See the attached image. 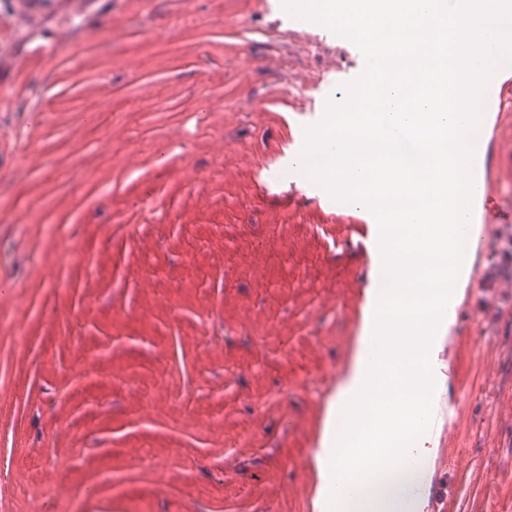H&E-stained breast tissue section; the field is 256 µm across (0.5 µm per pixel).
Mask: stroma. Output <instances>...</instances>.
Returning <instances> with one entry per match:
<instances>
[{
  "mask_svg": "<svg viewBox=\"0 0 512 512\" xmlns=\"http://www.w3.org/2000/svg\"><path fill=\"white\" fill-rule=\"evenodd\" d=\"M296 24L282 0H0V512H312L374 264L334 198L333 224L275 198L271 91L313 126L363 58ZM510 238L490 226L456 309L434 502L512 512Z\"/></svg>",
  "mask_w": 512,
  "mask_h": 512,
  "instance_id": "obj_1",
  "label": "stroma"
}]
</instances>
